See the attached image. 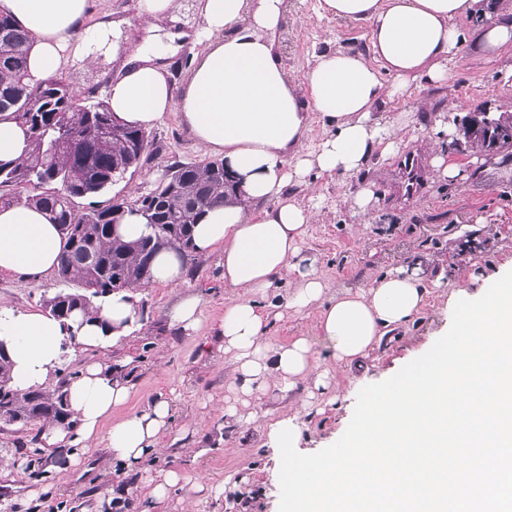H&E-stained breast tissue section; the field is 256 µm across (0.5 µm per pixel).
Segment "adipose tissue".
<instances>
[{
    "mask_svg": "<svg viewBox=\"0 0 512 512\" xmlns=\"http://www.w3.org/2000/svg\"><path fill=\"white\" fill-rule=\"evenodd\" d=\"M198 8L202 28L194 38L202 49L176 94L166 60L183 35H155L161 23L175 21L176 0H139V16L149 30L143 38L104 24L88 27L89 0H0V12L31 37V78H53L76 58L123 57L108 89L112 112L144 128L178 113L199 148L222 156L240 177L242 197L207 211L193 232L195 252L221 253L224 283L238 292L218 324L231 372V398L222 414L225 427L233 428L256 420L248 405L257 395L319 393L330 405L337 398L336 377L315 364L308 337L278 346L267 341L269 313L259 297L278 289L285 308L317 309V329L330 342L331 359L347 371L361 366L386 333L421 312L430 288L417 266L393 269L367 287L328 296L316 257L301 247L316 209L289 189L306 184L313 172L346 176L358 172L372 153H400L408 142L376 116L378 102L417 80L447 82L448 62L462 46L458 19L483 17L476 43L492 55L512 46V18L488 0H318L320 15L368 24L369 52L319 53L294 81L265 37L278 23L282 0H198ZM230 28L234 36L225 37ZM386 73L394 78L392 86L382 80ZM315 120L325 135L309 150L304 143ZM60 251L61 235L48 214L24 205L0 209L1 275L49 273L57 268ZM140 321L127 292L108 297L98 317L73 333L50 315L0 303V343L13 361L12 384L21 391L51 384L65 354H94V361L66 382L71 425L42 426L41 445L71 449L74 467L82 462L78 449L105 446L113 465V499L135 491L156 507L190 480L172 469L155 477L144 472L146 460L164 451L161 440L169 433L175 404L159 397L113 419V411L130 401L132 386L123 368L105 359Z\"/></svg>",
    "mask_w": 512,
    "mask_h": 512,
    "instance_id": "ef3b65f1",
    "label": "adipose tissue"
}]
</instances>
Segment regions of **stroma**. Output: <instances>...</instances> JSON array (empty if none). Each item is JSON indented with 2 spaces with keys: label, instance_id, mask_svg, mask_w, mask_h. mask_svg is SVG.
Returning a JSON list of instances; mask_svg holds the SVG:
<instances>
[{
  "label": "stroma",
  "instance_id": "35a3bbf8",
  "mask_svg": "<svg viewBox=\"0 0 512 512\" xmlns=\"http://www.w3.org/2000/svg\"><path fill=\"white\" fill-rule=\"evenodd\" d=\"M275 38L288 76H299L313 61L314 52L350 49L366 52L369 26L364 22L319 16L317 0H288V16L278 24ZM121 59L99 56L95 62L68 61L61 77L79 98L102 99L120 72ZM452 76L436 87L414 82L404 94L383 99L376 113L392 124H405L416 141L414 153L428 158L431 151L447 149L449 139L439 134L433 118L447 114L457 102L465 111L487 108L512 112V46L493 59L472 43H465L451 64ZM151 133L159 152L142 169L114 183L110 195L134 198L159 178L168 160L204 161L178 114H170ZM460 173L446 180L432 169L424 171V187L412 199L394 194L395 161L373 153L352 176L310 174L309 189H297L307 201L319 194L322 205L302 243L304 253L317 257L320 274L332 290L366 287L398 266L420 267L426 278L443 275L449 286L478 298L492 284L505 261L512 260V165L495 164L473 169L471 160L459 159ZM375 192L368 216L354 212L347 200L362 188ZM476 234L486 247L457 257L460 239ZM187 288L143 286L136 293L145 307L141 326L129 340L108 351L106 359L119 365L133 357V396L114 418L140 410L158 396L174 398L176 412L165 454L148 458L150 473L161 469L202 473L205 484L232 477L238 492L214 496L191 485L175 489L158 512H278L280 481L276 461L262 427L253 424L222 428L229 371L219 349L217 325L232 289L224 285L220 254L199 255L189 261ZM59 287L55 274L28 279L0 277V301L21 310H42V300ZM200 299L202 322L191 335L169 328V317L185 293ZM267 338L285 344L309 337L315 356L328 357V342L319 336L316 312L297 313L285 307L270 310ZM452 314L444 300L429 296L425 309L406 327L387 336L363 366L340 371L336 381L342 406L322 414L299 412L305 425L299 451L313 454L336 442L347 429L359 391L384 381L405 364L426 353L449 329ZM38 431L30 425L0 431V455L21 457L22 473L0 476V512H98L100 498L110 495L112 462L103 449L83 455L81 467H71L68 449L46 450L30 442Z\"/></svg>",
  "mask_w": 512,
  "mask_h": 512
}]
</instances>
